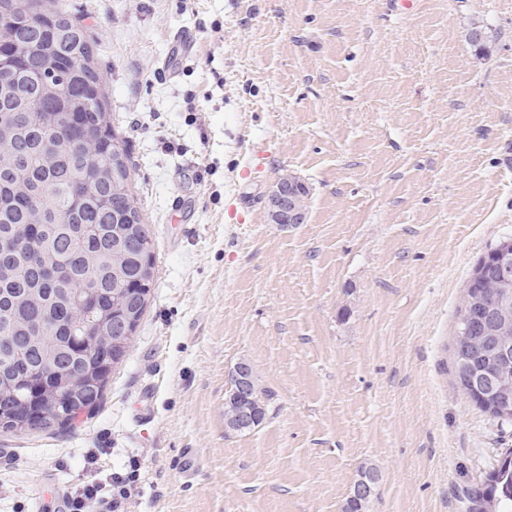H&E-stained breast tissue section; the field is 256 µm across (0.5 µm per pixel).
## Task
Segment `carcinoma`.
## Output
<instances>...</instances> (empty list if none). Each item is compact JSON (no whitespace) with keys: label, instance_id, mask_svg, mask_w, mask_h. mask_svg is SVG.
<instances>
[{"label":"carcinoma","instance_id":"obj_1","mask_svg":"<svg viewBox=\"0 0 512 512\" xmlns=\"http://www.w3.org/2000/svg\"><path fill=\"white\" fill-rule=\"evenodd\" d=\"M0 47L15 56L36 108L0 86V399L13 433L67 430L44 411L79 414L101 402L110 375L135 342L157 271L154 237L134 190L133 164L115 132L88 29L61 0H0ZM69 135L42 150L61 114ZM107 160L109 172L84 179ZM127 317L130 337L112 345V321ZM463 391L468 366L453 358ZM473 512H512V497L485 486Z\"/></svg>","mask_w":512,"mask_h":512}]
</instances>
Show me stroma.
Returning a JSON list of instances; mask_svg holds the SVG:
<instances>
[{
  "label": "stroma",
  "instance_id": "stroma-1",
  "mask_svg": "<svg viewBox=\"0 0 512 512\" xmlns=\"http://www.w3.org/2000/svg\"><path fill=\"white\" fill-rule=\"evenodd\" d=\"M89 27L157 282L104 400L0 432V512L141 464L125 512H469L512 425L458 388L457 311L512 236V0H65ZM303 224L268 220L283 172ZM270 400L227 433L240 360ZM154 389L153 416L137 407Z\"/></svg>",
  "mask_w": 512,
  "mask_h": 512
}]
</instances>
